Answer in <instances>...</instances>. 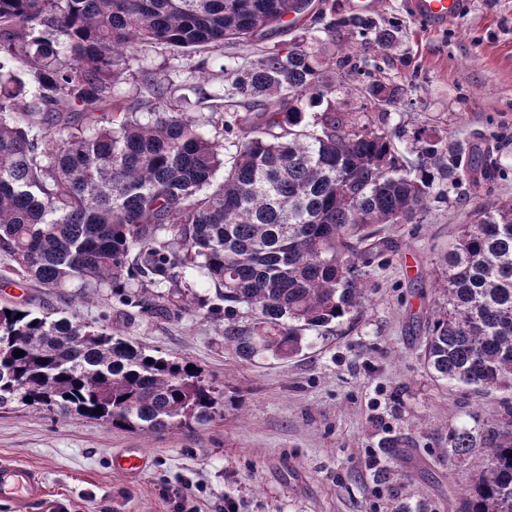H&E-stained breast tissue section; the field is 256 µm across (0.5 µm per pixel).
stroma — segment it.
Instances as JSON below:
<instances>
[{"mask_svg":"<svg viewBox=\"0 0 512 512\" xmlns=\"http://www.w3.org/2000/svg\"><path fill=\"white\" fill-rule=\"evenodd\" d=\"M370 18L390 29V46L342 34L314 49L324 74L336 82V108L358 122L376 119L361 87L343 84L336 61L364 54L375 74L399 89L404 102L385 116L404 160L416 162L413 136L475 140L490 136L503 169L470 195L472 205L512 201V0H471L462 19L432 31L407 13L404 0H377ZM281 27L251 45L182 57L177 80L183 109L198 115L197 89L217 91L221 67L245 65L258 49L294 39ZM205 62V73L196 65ZM161 45H143L119 90L146 114L148 89L138 72L164 74ZM472 205L457 194L431 202L420 224H389L391 247L372 266L362 313L292 359L246 362L224 347V304L214 284L195 273L150 286L146 301L188 287L185 310L159 316L132 305L127 291L105 287L86 299L73 289L49 290L18 279L0 251V305L20 303L34 312L64 309L78 321L123 336L159 355L200 367L224 393V413L192 430L154 435L116 430L103 422L56 419L18 405L0 409V461L41 472L44 501L33 512H393L398 501L428 502L432 512H453L452 491L469 485L474 462L448 460L451 433L465 427L490 434L499 420V394L477 397L436 380L424 365L423 344L432 313L442 303L443 257L468 223ZM402 448L390 457L388 445ZM144 453L136 474L114 471L113 456ZM391 473L374 479L375 465ZM196 487L184 501V484Z\"/></svg>","mask_w":512,"mask_h":512,"instance_id":"1","label":"stroma"}]
</instances>
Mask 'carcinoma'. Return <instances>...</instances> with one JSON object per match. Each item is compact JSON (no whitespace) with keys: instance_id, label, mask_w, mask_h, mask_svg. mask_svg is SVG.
Wrapping results in <instances>:
<instances>
[{"instance_id":"cac0c4a2","label":"carcinoma","mask_w":512,"mask_h":512,"mask_svg":"<svg viewBox=\"0 0 512 512\" xmlns=\"http://www.w3.org/2000/svg\"><path fill=\"white\" fill-rule=\"evenodd\" d=\"M311 5L0 0V250L18 275L84 294L196 271L218 285L224 346L243 361L296 357L311 334L360 312L369 267L388 249L377 225L418 224L430 200L447 196L440 183H490L500 167L488 146L421 136L410 167L386 130L336 111L335 84L310 47ZM290 15L299 39L230 69L224 104L209 117L178 111L169 77L142 75L155 99L146 121L118 91L138 45L162 44L174 57L244 46ZM361 30L378 47L391 42L373 25ZM338 68L346 79L372 76L366 58L346 56ZM29 85L35 94L20 111ZM366 89L374 108L401 104L379 80ZM241 98L252 105L243 115ZM247 126L253 136H235ZM441 280L427 368L478 396L503 393L491 439L467 428L451 435L449 462L482 455L456 512H512V202L474 209ZM190 364L89 323L0 306V409L17 403L130 432L190 430L224 409V394Z\"/></svg>"}]
</instances>
